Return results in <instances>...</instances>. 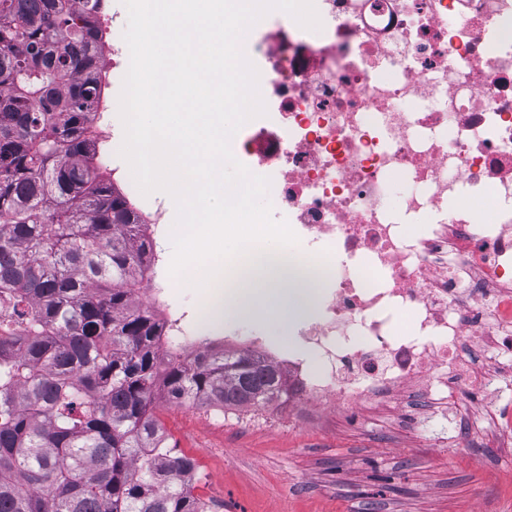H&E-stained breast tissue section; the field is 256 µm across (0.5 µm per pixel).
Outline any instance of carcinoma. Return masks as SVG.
<instances>
[{"label": "carcinoma", "mask_w": 512, "mask_h": 512, "mask_svg": "<svg viewBox=\"0 0 512 512\" xmlns=\"http://www.w3.org/2000/svg\"><path fill=\"white\" fill-rule=\"evenodd\" d=\"M104 0H0V512H204L153 412L259 406L279 372L209 337L162 359L156 251L95 159Z\"/></svg>", "instance_id": "carcinoma-1"}]
</instances>
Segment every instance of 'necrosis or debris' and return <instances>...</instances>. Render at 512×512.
Masks as SVG:
<instances>
[{"label": "necrosis or debris", "mask_w": 512, "mask_h": 512, "mask_svg": "<svg viewBox=\"0 0 512 512\" xmlns=\"http://www.w3.org/2000/svg\"><path fill=\"white\" fill-rule=\"evenodd\" d=\"M251 24L234 158L329 287L300 330L310 357L250 351L295 420L434 380L461 392L480 377L465 336L512 349V0H295ZM395 176L410 188L392 209Z\"/></svg>", "instance_id": "1"}]
</instances>
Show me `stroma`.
I'll return each instance as SVG.
<instances>
[{
	"label": "stroma",
	"instance_id": "stroma-1",
	"mask_svg": "<svg viewBox=\"0 0 512 512\" xmlns=\"http://www.w3.org/2000/svg\"><path fill=\"white\" fill-rule=\"evenodd\" d=\"M179 285L168 299L199 335L223 347L225 336H257L282 356L301 353L298 320L271 341L277 311L208 318L206 291ZM468 360L490 375L491 394L466 391L452 402L412 394L388 406L336 410L326 426H241L204 408L157 396L154 413L171 446L192 458L194 493L221 512H512V351L485 355L465 341Z\"/></svg>",
	"mask_w": 512,
	"mask_h": 512
}]
</instances>
